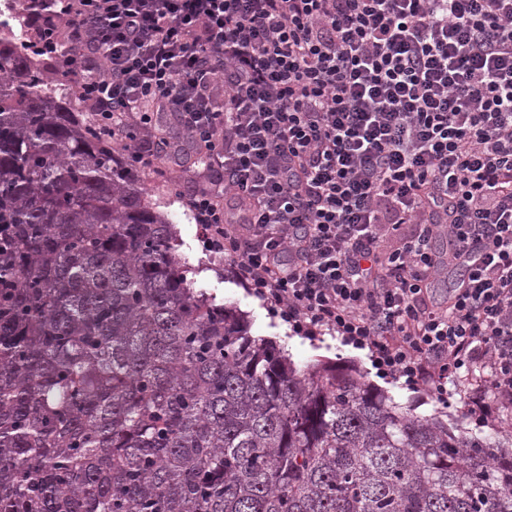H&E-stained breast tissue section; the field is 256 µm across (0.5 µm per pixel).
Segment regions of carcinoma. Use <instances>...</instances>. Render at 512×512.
I'll use <instances>...</instances> for the list:
<instances>
[{
    "label": "carcinoma",
    "mask_w": 512,
    "mask_h": 512,
    "mask_svg": "<svg viewBox=\"0 0 512 512\" xmlns=\"http://www.w3.org/2000/svg\"><path fill=\"white\" fill-rule=\"evenodd\" d=\"M0 36V512H512V433L302 369Z\"/></svg>",
    "instance_id": "cac0c4a2"
}]
</instances>
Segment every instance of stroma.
Segmentation results:
<instances>
[{
  "label": "stroma",
  "mask_w": 512,
  "mask_h": 512,
  "mask_svg": "<svg viewBox=\"0 0 512 512\" xmlns=\"http://www.w3.org/2000/svg\"><path fill=\"white\" fill-rule=\"evenodd\" d=\"M138 177L151 203L167 213L175 224L180 242L177 254L186 266L194 269L195 288L216 295L218 301L237 307L246 315L253 335L269 339L288 350L296 364L328 363L340 368L357 369L367 383L388 392L402 407L426 417H439L448 425L481 426L484 431L512 428V412L493 421H481L478 415L467 412L460 400L450 405L439 404L423 390L406 386L403 382L382 377L372 366L366 351L342 343L339 338L325 335L308 338L294 333L288 323L273 315L265 304L251 295L241 284L231 279L223 261L211 258L200 242V230L181 198L183 192L194 188L190 175L164 178L148 170Z\"/></svg>",
  "instance_id": "obj_1"
}]
</instances>
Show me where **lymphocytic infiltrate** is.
I'll use <instances>...</instances> for the list:
<instances>
[{
  "label": "lymphocytic infiltrate",
  "instance_id": "f902f5d3",
  "mask_svg": "<svg viewBox=\"0 0 512 512\" xmlns=\"http://www.w3.org/2000/svg\"><path fill=\"white\" fill-rule=\"evenodd\" d=\"M22 6L133 169L189 148L223 170L184 198L203 249L295 332L439 403L512 407V0Z\"/></svg>",
  "mask_w": 512,
  "mask_h": 512
}]
</instances>
